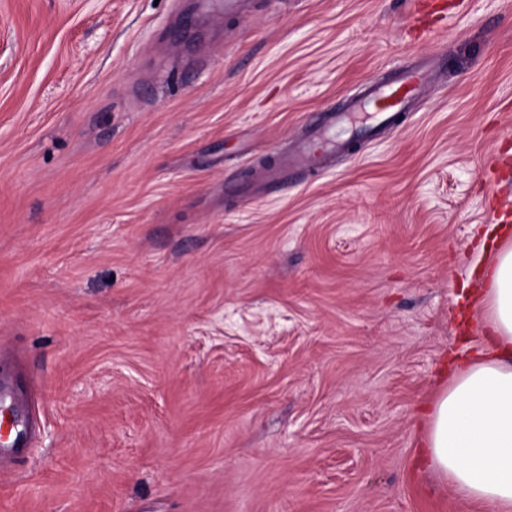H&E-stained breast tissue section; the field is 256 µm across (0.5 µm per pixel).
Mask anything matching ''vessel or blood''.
Returning a JSON list of instances; mask_svg holds the SVG:
<instances>
[{"label": "vessel or blood", "instance_id": "obj_1", "mask_svg": "<svg viewBox=\"0 0 512 512\" xmlns=\"http://www.w3.org/2000/svg\"><path fill=\"white\" fill-rule=\"evenodd\" d=\"M429 61L420 60L397 70L392 80L370 83L351 96L345 107L323 112L318 123L309 125L294 148L281 161L276 184H287L289 176L312 167L317 160L348 151L359 139L382 129L398 126L433 79ZM17 394L8 383L0 384V405L13 410L9 431L0 430V458L13 459L27 450L32 435L29 420L16 412Z\"/></svg>", "mask_w": 512, "mask_h": 512}]
</instances>
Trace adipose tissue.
I'll return each mask as SVG.
<instances>
[{
    "mask_svg": "<svg viewBox=\"0 0 512 512\" xmlns=\"http://www.w3.org/2000/svg\"><path fill=\"white\" fill-rule=\"evenodd\" d=\"M477 297L490 348L457 364L429 407L425 466L455 491L459 512H512V245L503 244Z\"/></svg>",
    "mask_w": 512,
    "mask_h": 512,
    "instance_id": "ef3b65f1",
    "label": "adipose tissue"
}]
</instances>
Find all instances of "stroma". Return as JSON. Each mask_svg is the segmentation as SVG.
<instances>
[{"label":"stroma","instance_id":"obj_1","mask_svg":"<svg viewBox=\"0 0 512 512\" xmlns=\"http://www.w3.org/2000/svg\"><path fill=\"white\" fill-rule=\"evenodd\" d=\"M201 2L0 0V512H457L422 408L484 345L512 0ZM418 58L396 129L225 195ZM18 394L6 382L0 384V406L13 413V422L8 432L3 431L4 416L0 417V458L14 459L28 450V442L32 435L30 421L23 418L16 406ZM21 428V429H19ZM14 431V432H13Z\"/></svg>","mask_w":512,"mask_h":512}]
</instances>
